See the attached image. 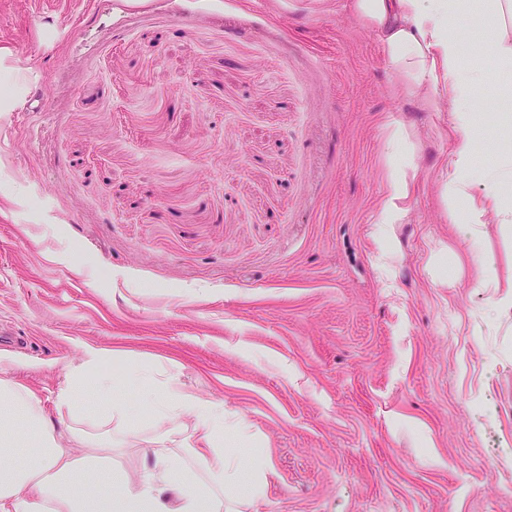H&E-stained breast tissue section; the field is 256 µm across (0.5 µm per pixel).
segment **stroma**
<instances>
[{
    "instance_id": "stroma-1",
    "label": "stroma",
    "mask_w": 512,
    "mask_h": 512,
    "mask_svg": "<svg viewBox=\"0 0 512 512\" xmlns=\"http://www.w3.org/2000/svg\"><path fill=\"white\" fill-rule=\"evenodd\" d=\"M83 2L0 0L36 106L0 112V371L48 404L94 347L223 403L264 442L242 512H512V311L470 285L512 238L449 229L448 115L393 92L353 0ZM392 121L423 174L386 229Z\"/></svg>"
}]
</instances>
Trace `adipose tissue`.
Masks as SVG:
<instances>
[{"label":"adipose tissue","mask_w":512,"mask_h":512,"mask_svg":"<svg viewBox=\"0 0 512 512\" xmlns=\"http://www.w3.org/2000/svg\"><path fill=\"white\" fill-rule=\"evenodd\" d=\"M475 0H356L363 22L376 30L397 95L414 99L428 112H451L455 175L441 195L450 217L464 215L473 235L488 219L512 232V157L486 172L487 189L475 199L472 167L477 105L491 78L488 62L512 66V0H493L488 33L465 46L455 21L475 8ZM418 178L417 170L388 163L387 196L381 221L398 223ZM101 351L92 349L73 369L53 404L13 379L0 376V512H237V499L265 493L263 452L255 448L235 417L222 405L179 390L158 388L152 369H144L138 402L116 398L121 381L99 372ZM96 400L116 420L121 438L93 434L78 425L87 400ZM149 410L150 435L139 439L142 410ZM149 448L151 464L138 481L113 466L114 447ZM186 449L200 460L204 475L176 459Z\"/></svg>","instance_id":"adipose-tissue-1"}]
</instances>
